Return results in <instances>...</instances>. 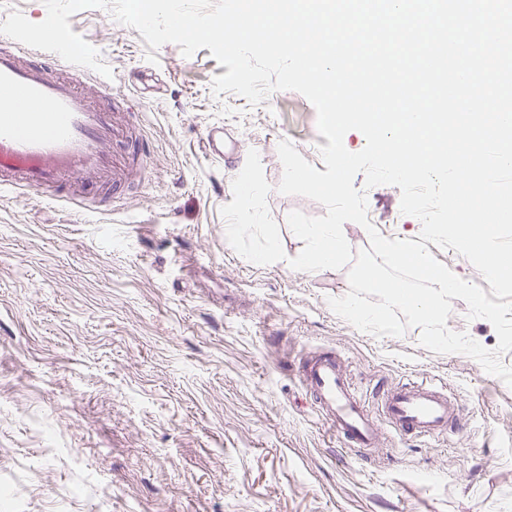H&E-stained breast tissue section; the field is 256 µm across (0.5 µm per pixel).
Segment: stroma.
<instances>
[{
  "label": "stroma",
  "instance_id": "35a3bbf8",
  "mask_svg": "<svg viewBox=\"0 0 512 512\" xmlns=\"http://www.w3.org/2000/svg\"><path fill=\"white\" fill-rule=\"evenodd\" d=\"M112 72L98 97L150 143L127 176L87 181L101 206L0 193V512H512V387L463 354H436L411 327L363 332L329 298L347 269L307 272L287 217L323 205L279 192L281 141L324 164L314 106L295 91L259 104L214 94L225 67L203 48L151 49L111 11L70 16ZM241 142L223 165L202 149L213 124ZM285 261L238 255L221 214L248 151ZM368 215L389 239H417L398 187L366 188ZM331 349L354 385L425 377L458 402V430L437 443L386 431L380 449L329 433L298 377L309 352Z\"/></svg>",
  "mask_w": 512,
  "mask_h": 512
}]
</instances>
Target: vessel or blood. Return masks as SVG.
Here are the masks:
<instances>
[{
	"instance_id": "b4317fda",
	"label": "vessel or blood",
	"mask_w": 512,
	"mask_h": 512,
	"mask_svg": "<svg viewBox=\"0 0 512 512\" xmlns=\"http://www.w3.org/2000/svg\"><path fill=\"white\" fill-rule=\"evenodd\" d=\"M52 52L0 49V190L44 194L65 181L109 175L112 115L60 72ZM299 378L325 426L348 448L377 449L384 430L437 440L457 420L447 388L427 379L379 387L376 409L331 350L309 353Z\"/></svg>"
}]
</instances>
